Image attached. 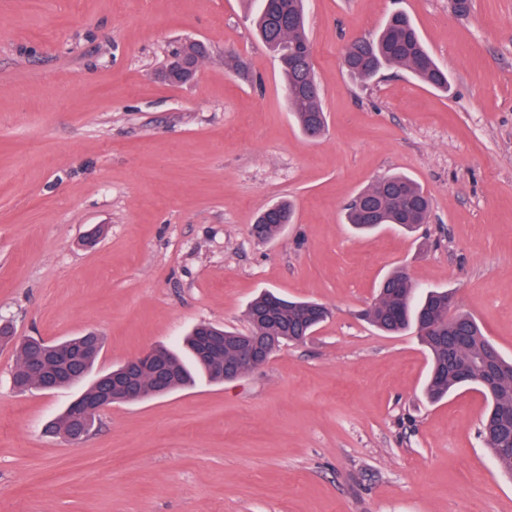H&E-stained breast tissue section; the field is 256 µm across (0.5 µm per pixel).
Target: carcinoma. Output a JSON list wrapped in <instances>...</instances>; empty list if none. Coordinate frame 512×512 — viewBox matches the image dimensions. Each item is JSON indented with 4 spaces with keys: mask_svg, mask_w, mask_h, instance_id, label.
I'll list each match as a JSON object with an SVG mask.
<instances>
[{
    "mask_svg": "<svg viewBox=\"0 0 512 512\" xmlns=\"http://www.w3.org/2000/svg\"><path fill=\"white\" fill-rule=\"evenodd\" d=\"M256 27L266 46L276 55L285 78L289 111L302 130L311 137L322 133L326 116L321 89L313 65L309 63V39L303 18V0H258ZM348 70L364 81L376 78L389 68L404 67L424 84L448 91V73L426 49L421 36L403 12L393 13L374 36L349 44L344 51ZM430 202L424 190L404 174L385 176L360 190L344 206L347 223L359 232L382 224H397L413 231L427 222ZM293 210L286 201L274 204L256 218L265 239H274L291 223ZM448 291L416 288L405 270H393L381 283L378 296L365 318L379 331L400 334L411 328L420 332L427 347L431 368L426 383L427 396L438 401L450 392L468 387L482 393L487 409L480 435L499 466L512 474V359L497 348L487 350L491 340L478 322L466 313L449 319L444 312ZM322 304L296 300L273 292H263L248 305L246 318L254 336H277L285 343L303 341L320 326L312 314ZM224 336V360L234 358L245 333L213 327ZM203 337L193 331L184 340L189 362L168 351L171 389L190 385L194 376H209L197 358ZM80 360L84 373L74 374L65 385L84 381L93 371L99 355L84 348L82 337L52 343Z\"/></svg>",
    "mask_w": 512,
    "mask_h": 512,
    "instance_id": "carcinoma-1",
    "label": "carcinoma"
}]
</instances>
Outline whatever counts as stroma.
I'll use <instances>...</instances> for the list:
<instances>
[{
    "label": "stroma",
    "instance_id": "obj_1",
    "mask_svg": "<svg viewBox=\"0 0 512 512\" xmlns=\"http://www.w3.org/2000/svg\"><path fill=\"white\" fill-rule=\"evenodd\" d=\"M470 2L306 0L327 118L313 140L245 0H0V325L98 333L105 371L200 323L248 330L266 289L331 312L235 381L112 405L79 448L45 428L83 385L18 392L17 352L0 349V512H512L483 397L431 402L417 333L364 317L402 268L512 357V0ZM397 10L451 92L344 67ZM189 39L208 63L164 82ZM392 172L421 185L427 224L355 234L345 202ZM282 199L293 224L259 242L256 217Z\"/></svg>",
    "mask_w": 512,
    "mask_h": 512
}]
</instances>
